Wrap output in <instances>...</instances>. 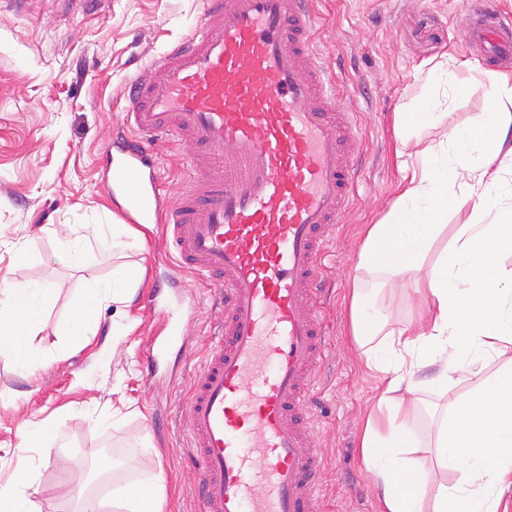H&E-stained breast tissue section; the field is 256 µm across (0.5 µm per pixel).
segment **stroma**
I'll return each instance as SVG.
<instances>
[{
	"instance_id": "1",
	"label": "stroma",
	"mask_w": 512,
	"mask_h": 512,
	"mask_svg": "<svg viewBox=\"0 0 512 512\" xmlns=\"http://www.w3.org/2000/svg\"><path fill=\"white\" fill-rule=\"evenodd\" d=\"M468 6L469 0H317L314 41L324 57L341 62L337 104L355 112L368 157L327 269L328 365L312 407L313 448L325 469L313 512L379 509L361 438L380 390L351 336V295L358 283L378 288V305L395 324L413 312L415 296L407 288H379L356 265L369 226L399 193L394 114L418 92L423 70L448 62L469 87L451 105L449 123L485 110V80L473 75L476 58L459 26ZM203 9L204 0H91L78 9L62 0H0V285L59 286L33 340L39 364L24 371L0 356V485L17 470L35 469L32 500L40 512L50 505L76 512L65 495L72 486L96 496L100 483L153 477L160 481V512H199L198 473L183 452L188 439L179 415L219 317L208 285L199 275H182L174 293L183 346L158 356L153 377L145 378L148 339L161 327L139 298L127 307L102 303L96 335L63 344L60 329L84 284L107 280L114 261L111 253L94 252L69 266L58 257L56 232L68 224L88 233L119 220L123 203L102 191L96 160L123 119L121 91L139 62L186 34ZM159 149L163 189L178 198L185 188L181 160L191 147L172 136ZM130 231L137 245L125 260L139 269L140 297L168 279L172 262L151 227L134 224ZM116 321L119 337L112 334ZM434 374L423 366L413 376L423 387L410 418L422 445L415 458L427 469L433 461L425 447L443 403L427 386ZM41 430L77 449L90 470H61L35 440Z\"/></svg>"
}]
</instances>
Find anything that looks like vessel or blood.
<instances>
[{"label":"vessel or blood","instance_id":"vessel-or-blood-1","mask_svg":"<svg viewBox=\"0 0 512 512\" xmlns=\"http://www.w3.org/2000/svg\"><path fill=\"white\" fill-rule=\"evenodd\" d=\"M315 0H205L199 23L126 83L102 189L157 224L176 273L205 274L219 341L185 407L199 512H312L323 460L308 399L326 359L321 292L365 149L313 47ZM464 40L512 59V15L474 0ZM188 142L162 192L157 137Z\"/></svg>","mask_w":512,"mask_h":512}]
</instances>
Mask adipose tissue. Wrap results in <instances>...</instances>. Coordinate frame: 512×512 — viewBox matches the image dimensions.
<instances>
[{
	"instance_id": "ef3b65f1",
	"label": "adipose tissue",
	"mask_w": 512,
	"mask_h": 512,
	"mask_svg": "<svg viewBox=\"0 0 512 512\" xmlns=\"http://www.w3.org/2000/svg\"><path fill=\"white\" fill-rule=\"evenodd\" d=\"M488 81L481 121L452 127L448 99L465 86L445 65L427 70L420 93L396 115L405 157L400 192L359 254V269L381 272L388 285L424 299L417 317L394 329L364 289L352 295V334L384 386L361 441L380 512H498L501 490L512 485V270L501 263L512 253V79L492 74ZM458 197L473 200L471 213L449 247L428 261ZM136 286L127 263L114 266L106 282H86L63 335H95V306L127 302ZM50 293L41 282L0 289V335L20 366L35 356L32 341ZM425 363L437 365L431 384L449 395L429 451L439 470L461 476L432 489L427 471L404 455L417 445L409 412L419 391L413 375ZM462 382L467 392L456 393ZM74 497L81 512H158L143 489H113L108 502L80 490Z\"/></svg>"
}]
</instances>
